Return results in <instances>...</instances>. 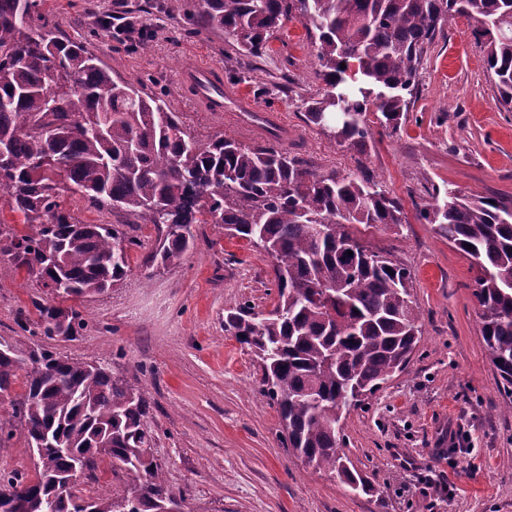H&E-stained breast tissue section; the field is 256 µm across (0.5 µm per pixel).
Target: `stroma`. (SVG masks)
Here are the masks:
<instances>
[{"label": "stroma", "instance_id": "obj_1", "mask_svg": "<svg viewBox=\"0 0 512 512\" xmlns=\"http://www.w3.org/2000/svg\"><path fill=\"white\" fill-rule=\"evenodd\" d=\"M139 0H42L40 12L62 40L85 39L121 80L163 95L200 139L240 137L231 122L210 121L178 85L192 56L224 71L220 32H185L159 9L145 15V49L90 33L95 16L126 13ZM478 26L464 17L444 28L427 52L405 121L376 135L369 155L336 145L307 125L302 101L319 87L317 61L300 21L289 22L243 81L258 106L283 113L294 129L288 151L308 164L365 172L400 198L407 223L374 229L367 239L390 252L414 277L423 336L406 370L344 414L342 450L376 491L356 495L329 472L288 447L277 407L259 391L250 350L224 330V314L247 302L256 310L277 301L272 259L214 224L196 228L180 263L150 265L157 238L150 224L90 207L62 192L85 224H118L137 244L130 272L108 292L77 308L88 323L74 340L35 339L19 323L49 297L27 274L0 278V341L37 344L82 361L106 359L114 375L144 391L153 453L185 512H512V414L501 411V378L491 363L472 297L470 258L415 218L434 188L463 195L512 197V112L499 107L481 52ZM288 76L289 90L273 85ZM432 471L452 486L431 499L415 481Z\"/></svg>", "mask_w": 512, "mask_h": 512}]
</instances>
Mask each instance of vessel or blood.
<instances>
[{
  "label": "vessel or blood",
  "instance_id": "vessel-or-blood-1",
  "mask_svg": "<svg viewBox=\"0 0 512 512\" xmlns=\"http://www.w3.org/2000/svg\"><path fill=\"white\" fill-rule=\"evenodd\" d=\"M181 89L190 92L198 111L207 117L221 119L231 115L234 123L259 139L267 138L268 132L262 117H271L280 138H287L290 127L284 115H267L238 87L226 84L219 71L211 66L188 60L183 62L178 76Z\"/></svg>",
  "mask_w": 512,
  "mask_h": 512
}]
</instances>
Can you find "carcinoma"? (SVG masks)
Segmentation results:
<instances>
[{
    "label": "carcinoma",
    "instance_id": "1",
    "mask_svg": "<svg viewBox=\"0 0 512 512\" xmlns=\"http://www.w3.org/2000/svg\"><path fill=\"white\" fill-rule=\"evenodd\" d=\"M37 0H0V201L36 225L0 228V254L62 299L101 295L129 271L138 242L115 226L71 215L58 185L97 209L152 224L159 242L146 260L174 265L194 248L197 224L259 245L273 260L278 301L266 313L244 303L224 330L262 370L260 392L278 407L285 439L311 466L334 473L355 495L375 486L340 452V421L402 372L422 336L411 271L358 230L400 227L404 204L372 176L305 164L276 140L244 144L225 134L199 140L156 94L112 78V67L81 41L41 24ZM161 10L232 38L241 59L260 58L292 21L311 25L320 81L305 120L360 156L371 124L397 131L427 46L458 17L485 26L487 70L497 103L512 111V0H163ZM375 120H370V116ZM416 218L467 254L482 338L512 412V199L434 190ZM360 246L351 260L336 246ZM471 248L464 247V244ZM34 336L74 339L85 320L74 307L34 302ZM20 427L0 425V446L18 436L46 464L28 480L0 471V512H158L183 499L153 458L149 401L101 363L61 358L0 341V397ZM108 461L124 489L86 498L66 481Z\"/></svg>",
    "mask_w": 512,
    "mask_h": 512
}]
</instances>
